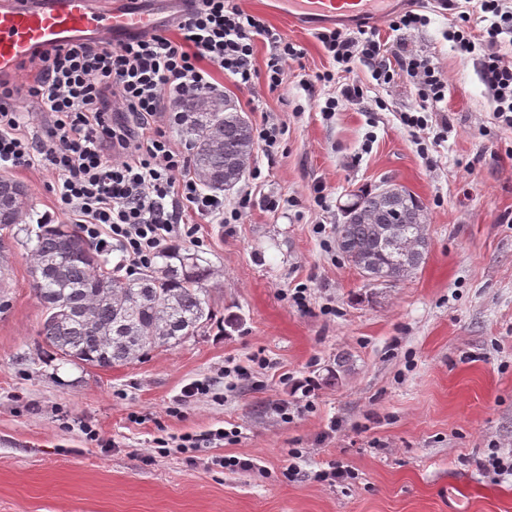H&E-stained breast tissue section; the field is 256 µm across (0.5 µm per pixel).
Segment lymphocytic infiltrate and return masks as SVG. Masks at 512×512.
Returning a JSON list of instances; mask_svg holds the SVG:
<instances>
[{
    "instance_id": "obj_1",
    "label": "lymphocytic infiltrate",
    "mask_w": 512,
    "mask_h": 512,
    "mask_svg": "<svg viewBox=\"0 0 512 512\" xmlns=\"http://www.w3.org/2000/svg\"><path fill=\"white\" fill-rule=\"evenodd\" d=\"M488 25L476 27L469 10L448 37L461 51L478 54L492 112L512 130V53L502 49L512 35V9L505 0H481ZM176 36L159 29L115 47L78 41L37 53L38 73L19 85L0 78V168L41 167L55 175V210L97 250L119 251L127 269L152 264L176 237H191L180 221L186 210L236 224L252 206L241 193L232 208L206 193L188 173L186 152L174 150L167 129L185 123L183 102L216 92L210 71L218 66L242 88L276 91L288 78L289 61L302 52L262 17L236 0H198L182 15ZM326 53L343 70L367 66L381 84L399 74L413 78L417 107L401 114L406 126L427 129L428 112L448 89L444 71L428 57L391 56L378 35L327 28L317 34ZM270 48L265 70L253 64L256 41ZM35 99L53 118L44 139L30 141L25 118L15 106Z\"/></svg>"
}]
</instances>
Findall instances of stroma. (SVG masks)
Returning <instances> with one entry per match:
<instances>
[{
	"label": "stroma",
	"instance_id": "obj_1",
	"mask_svg": "<svg viewBox=\"0 0 512 512\" xmlns=\"http://www.w3.org/2000/svg\"><path fill=\"white\" fill-rule=\"evenodd\" d=\"M238 4L303 57L272 93L212 70L251 126L271 117L284 133L273 152L254 150L248 166L261 174L242 178L254 205L240 223L183 217L195 237L180 247L213 270V318L198 335L112 368L49 346L29 230L54 209L55 177L9 173L28 190V217L0 229V512H512V476L479 467L489 448L512 450V130L494 120L475 58L446 37L457 11L413 5L428 22L402 48L432 57L448 78L435 122L418 131L400 120L415 105L409 78L381 85L360 64L336 71L277 0ZM331 70L330 84L300 80ZM347 82L363 98L321 112ZM388 182L426 205L429 249L414 274L383 288L338 253L336 225L350 194ZM297 288L307 306L292 302ZM257 355L268 368L253 364ZM340 356L350 366L341 374ZM290 378L314 389L286 421L274 406L292 401ZM196 380L213 394L169 415ZM218 428L238 436L208 444ZM187 434L203 446L156 453L155 438ZM222 456L255 466L215 465ZM332 462L354 479L319 481Z\"/></svg>",
	"mask_w": 512,
	"mask_h": 512
}]
</instances>
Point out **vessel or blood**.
<instances>
[{"label":"vessel or blood","instance_id":"obj_1","mask_svg":"<svg viewBox=\"0 0 512 512\" xmlns=\"http://www.w3.org/2000/svg\"><path fill=\"white\" fill-rule=\"evenodd\" d=\"M390 0H288L289 16L299 26L329 22H374L386 15ZM155 15L132 0H0V73L37 49L108 37L117 45L156 30Z\"/></svg>","mask_w":512,"mask_h":512}]
</instances>
